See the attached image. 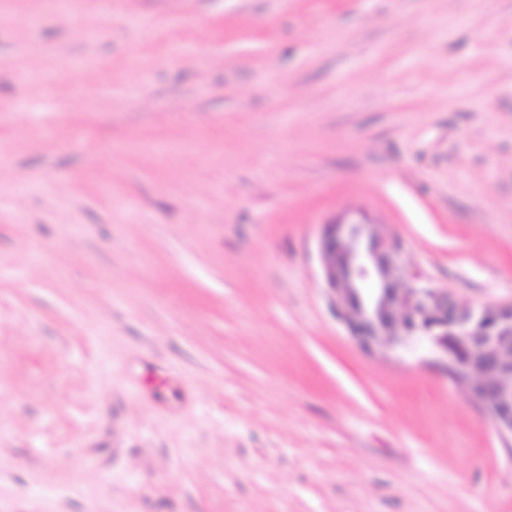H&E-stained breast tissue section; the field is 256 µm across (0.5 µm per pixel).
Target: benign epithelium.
<instances>
[{"label": "benign epithelium", "mask_w": 512, "mask_h": 512, "mask_svg": "<svg viewBox=\"0 0 512 512\" xmlns=\"http://www.w3.org/2000/svg\"><path fill=\"white\" fill-rule=\"evenodd\" d=\"M319 255L332 310L350 336L370 349L437 354L512 442V303L466 306L418 273L403 275L401 240L360 214L324 224Z\"/></svg>", "instance_id": "obj_1"}]
</instances>
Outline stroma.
Listing matches in <instances>:
<instances>
[{"label": "stroma", "mask_w": 512, "mask_h": 512, "mask_svg": "<svg viewBox=\"0 0 512 512\" xmlns=\"http://www.w3.org/2000/svg\"><path fill=\"white\" fill-rule=\"evenodd\" d=\"M347 210L512 301V0H0V512H512L332 313Z\"/></svg>", "instance_id": "1"}]
</instances>
